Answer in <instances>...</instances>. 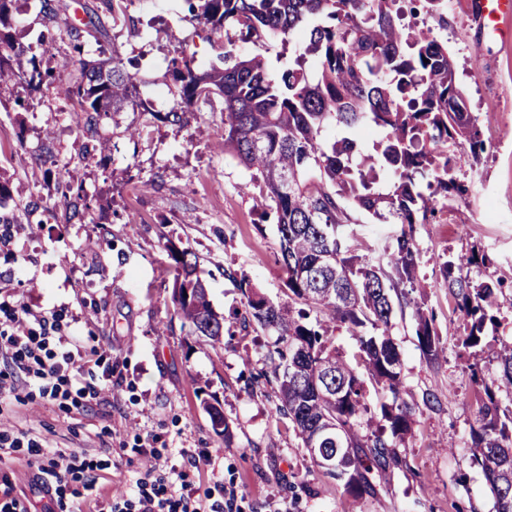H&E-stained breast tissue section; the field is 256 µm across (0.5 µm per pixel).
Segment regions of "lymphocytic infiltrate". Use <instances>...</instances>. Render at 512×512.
I'll use <instances>...</instances> for the list:
<instances>
[{
    "mask_svg": "<svg viewBox=\"0 0 512 512\" xmlns=\"http://www.w3.org/2000/svg\"><path fill=\"white\" fill-rule=\"evenodd\" d=\"M61 317H33L28 305L0 303V406L9 404L18 388L38 391L41 396L62 398L77 409L97 401L96 379L75 373L76 359L68 337L60 333ZM1 448H27L43 478L53 488L59 512H81L78 502L67 501L63 490L69 481L80 480L94 488L102 463L46 449L41 439L20 432H0ZM96 512H238L237 493L221 488L205 500L193 498L189 484L158 485L136 481L131 492L113 497Z\"/></svg>",
    "mask_w": 512,
    "mask_h": 512,
    "instance_id": "obj_1",
    "label": "lymphocytic infiltrate"
}]
</instances>
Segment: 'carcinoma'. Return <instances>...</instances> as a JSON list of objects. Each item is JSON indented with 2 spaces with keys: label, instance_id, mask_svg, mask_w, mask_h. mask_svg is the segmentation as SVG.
Wrapping results in <instances>:
<instances>
[{
  "label": "carcinoma",
  "instance_id": "obj_1",
  "mask_svg": "<svg viewBox=\"0 0 512 512\" xmlns=\"http://www.w3.org/2000/svg\"><path fill=\"white\" fill-rule=\"evenodd\" d=\"M13 0H0V85L19 81L30 93L57 85L74 102L73 111L92 126L101 112L140 107L131 98L134 77L108 49L97 44L88 59L92 29L66 26L38 44L47 53L57 43L70 49L78 80L56 83L31 48L7 31ZM188 11L211 33H225L224 54L207 68L181 53L168 62L174 94L192 108L222 102L224 151L235 155L263 182L255 198L260 218L274 217L280 240L278 263L286 274L297 315L270 304L245 276L239 288L244 311L217 313L196 254L166 245L175 276L171 299L192 336L214 342L226 325L256 324L271 329V373L259 378L280 400L276 412L298 431L305 448L322 438L311 462L344 491L359 498L377 492L376 479L402 463L394 439L411 429L415 409L404 398L402 358L390 337L393 297L420 287L414 225L430 223L441 209L453 211L469 185L457 178L451 154L481 162L484 134L469 111L457 78L448 41L403 22L405 14L436 15L448 25L447 0H185ZM61 5L40 0L45 27L58 23ZM255 48L271 38L288 45V68L276 72L260 53H242L230 31ZM142 108V107H140ZM142 112L177 125L182 113ZM341 130L328 146L325 129ZM381 132L368 146L366 128ZM71 216L88 209L82 185L68 166L53 172ZM379 224H400L401 234L386 261L359 255L342 232L349 211ZM476 253L440 265L441 283L456 301L465 322L463 344L489 345L497 336V294L501 279L478 285L464 266H484ZM190 296H184L185 290ZM348 327L359 344L368 377L390 394L381 404L384 424L362 435L357 422L367 413L364 381L336 355L329 324ZM415 333L423 354H438V334L421 307L415 308ZM499 373L485 377L473 370L478 387L476 426L470 431L472 462L478 465L495 498V512H512V407L498 393L512 395V345L502 344ZM215 434L231 443L232 430L218 400H201Z\"/></svg>",
  "mask_w": 512,
  "mask_h": 512
}]
</instances>
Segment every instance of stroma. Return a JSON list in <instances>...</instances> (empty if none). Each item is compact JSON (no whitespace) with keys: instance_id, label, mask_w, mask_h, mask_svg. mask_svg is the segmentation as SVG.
Instances as JSON below:
<instances>
[{"instance_id":"stroma-1","label":"stroma","mask_w":512,"mask_h":512,"mask_svg":"<svg viewBox=\"0 0 512 512\" xmlns=\"http://www.w3.org/2000/svg\"><path fill=\"white\" fill-rule=\"evenodd\" d=\"M61 2L63 23L97 20L99 40L134 77L136 99L152 111L183 112L184 121L103 112L89 127L54 88L30 95L0 87V183L15 224L10 246H0V303L61 314L64 335L91 348L90 368L112 380L98 404L80 411L62 399L23 397L0 413V430L108 460L97 485L83 492L84 506L123 493L151 468L158 480L184 474L201 495L234 488L239 512H276L283 504L288 512H494L485 476L471 460V369L493 375L498 365L493 349L463 347V322L439 268L451 256L487 255L485 266L467 272L476 282L503 279L498 337L512 342V40L482 32L473 0H448L443 35L458 55V79L487 151L475 174L465 156L457 158V175L470 186L465 204L415 227L422 286L395 312L391 336L402 355L406 400L416 412L410 432L396 442L402 465L391 467L375 496L353 498L312 466L301 438L278 416L271 388L249 384L251 375L270 367L272 335L237 325L218 342L191 336L171 300L170 242L196 253L218 313L243 311L235 282L241 275L274 304L290 303L276 262L277 227L253 211L260 187L224 151L223 112H184L170 91L169 59L182 52L209 66L224 35L204 30L184 0H132L126 17L116 21L101 12V0ZM39 9V0H15L17 43L36 45L45 30ZM91 138L104 144V152L77 161ZM66 163L90 198L80 221L46 187L51 172ZM146 180L151 186L145 190ZM400 231V225L375 224L360 214L344 226L350 244L377 259ZM418 305L439 335L432 358L418 347ZM428 392L439 397V407L423 406ZM213 396L232 425L231 445L213 433L200 405ZM149 448L163 467L153 468ZM203 449L210 463L189 467L190 456ZM36 473L26 449L0 460V475L25 495L32 512H48L55 502L40 490ZM301 481L311 493L292 495L289 483Z\"/></svg>"}]
</instances>
